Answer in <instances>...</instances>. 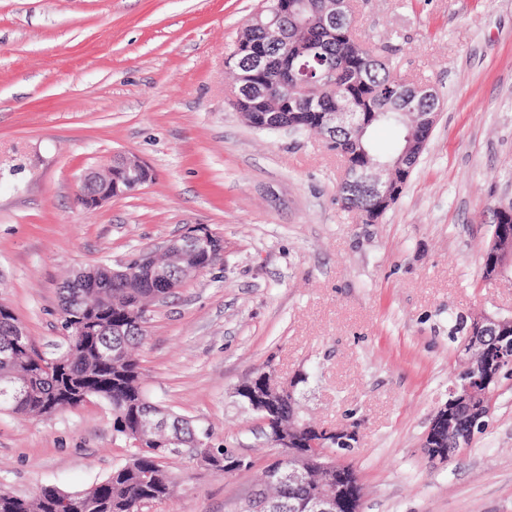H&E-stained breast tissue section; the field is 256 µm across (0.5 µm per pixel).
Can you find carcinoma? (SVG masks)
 Instances as JSON below:
<instances>
[{
	"label": "carcinoma",
	"instance_id": "1",
	"mask_svg": "<svg viewBox=\"0 0 512 512\" xmlns=\"http://www.w3.org/2000/svg\"><path fill=\"white\" fill-rule=\"evenodd\" d=\"M331 6L332 0H302V17L312 23L298 26L295 16L284 14L278 18V31L271 33L257 27L248 29V35L265 45L274 60V76L288 84L292 102L283 116L297 124L301 132L315 129L316 113L336 112L340 106L353 113L354 122L365 123L356 146L342 129L327 141L328 149L361 174L394 164L407 144L411 117L405 114L408 106L400 77L356 33L351 16L336 17V30L341 33L336 38L313 24ZM382 125L396 132L387 153L380 151L372 138L374 130ZM338 201L364 216L370 212L373 197L343 182ZM158 262L168 280L180 283L183 263L166 257L158 258ZM157 291L154 280L136 275L109 277L102 284L89 279L68 280L60 289L62 314L92 318L94 332L78 339L69 367L57 369L48 365L30 382L28 364L9 355L17 318L0 311V407L19 417L50 415L79 405L78 396L86 393L111 405L116 432L126 436L135 430L151 405L142 389L140 366L134 356V349L146 334L128 320L127 309ZM489 413V405L482 401L474 414L466 409L459 411L462 423L476 430L485 426ZM170 424L184 448L199 437L211 439L209 430L176 413L170 417ZM161 458L149 449H134L125 463L86 489L93 506L83 501L70 512H141L147 504L171 497L175 483L166 480ZM324 479L325 473L318 472L307 483L290 487L273 478L270 464L265 470V488L254 501L253 512H267L271 502L278 503L279 512H289L288 503L315 498ZM59 500L60 490L46 486L29 498L0 497V512H58Z\"/></svg>",
	"mask_w": 512,
	"mask_h": 512
}]
</instances>
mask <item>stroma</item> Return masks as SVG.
Returning <instances> with one entry per match:
<instances>
[{"mask_svg": "<svg viewBox=\"0 0 512 512\" xmlns=\"http://www.w3.org/2000/svg\"><path fill=\"white\" fill-rule=\"evenodd\" d=\"M263 0H0V304L47 357L66 349L60 288L202 227L221 261L153 304L138 350L147 398L251 461L175 459L179 493L143 512H247L277 450L237 387L306 373L318 424L356 427L361 512H512V374L448 462L421 445L458 367L456 318L512 314L484 277L492 210L512 199V0H357L355 28L437 122L377 223L336 200L322 135L251 127L230 64ZM118 155L151 179L86 210L81 176ZM132 453L99 398L49 416L0 411V489H86Z\"/></svg>", "mask_w": 512, "mask_h": 512, "instance_id": "35a3bbf8", "label": "stroma"}]
</instances>
